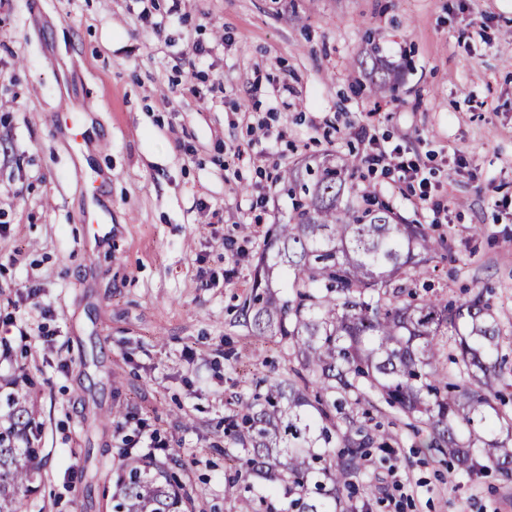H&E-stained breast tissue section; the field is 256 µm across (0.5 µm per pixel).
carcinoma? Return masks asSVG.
<instances>
[{"label":"carcinoma","mask_w":512,"mask_h":512,"mask_svg":"<svg viewBox=\"0 0 512 512\" xmlns=\"http://www.w3.org/2000/svg\"><path fill=\"white\" fill-rule=\"evenodd\" d=\"M380 94L397 76L373 66ZM360 160L324 154L278 178L291 208L275 225L255 268L242 312L255 335L279 338L293 365L264 379L224 419V442L243 450L241 470L267 481L259 493L231 479L236 512H355L366 487L369 449L392 460L391 437L368 421L380 397L407 420L416 447L451 460L471 478L492 468L512 478V416L502 379L503 327L484 291L460 304L423 298L418 279L447 248L424 224H407L359 188ZM453 368L443 364L444 348ZM12 388L0 425V512H23L34 483L39 423L28 405L29 375ZM112 512H188L174 473L136 458L120 465Z\"/></svg>","instance_id":"cac0c4a2"}]
</instances>
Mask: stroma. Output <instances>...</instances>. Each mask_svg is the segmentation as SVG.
I'll return each mask as SVG.
<instances>
[{
  "mask_svg": "<svg viewBox=\"0 0 512 512\" xmlns=\"http://www.w3.org/2000/svg\"><path fill=\"white\" fill-rule=\"evenodd\" d=\"M370 35L394 93L371 90ZM68 104L94 143L78 158L52 121ZM363 127L448 201L434 295L488 289L512 330V0H0V401L27 368L42 424L27 512H111L132 415L169 442L196 512H234L224 419L290 366L240 312L288 220L277 177L327 149L364 156ZM95 171L114 232L92 256ZM366 184L432 225L396 176ZM376 420L396 472L369 512H512V480L459 477L395 414Z\"/></svg>",
  "mask_w": 512,
  "mask_h": 512,
  "instance_id": "obj_1",
  "label": "stroma"
}]
</instances>
